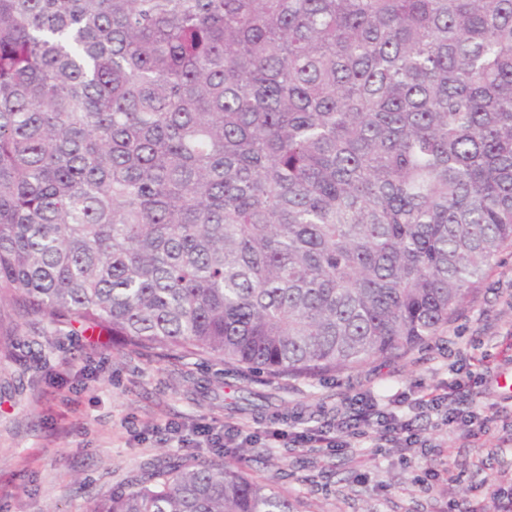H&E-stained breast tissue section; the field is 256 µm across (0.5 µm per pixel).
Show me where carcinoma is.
Here are the masks:
<instances>
[{"label": "carcinoma", "instance_id": "carcinoma-1", "mask_svg": "<svg viewBox=\"0 0 512 512\" xmlns=\"http://www.w3.org/2000/svg\"><path fill=\"white\" fill-rule=\"evenodd\" d=\"M512 247V0H0V311L312 382ZM91 512H297L230 461Z\"/></svg>", "mask_w": 512, "mask_h": 512}]
</instances>
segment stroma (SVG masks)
<instances>
[{
  "instance_id": "obj_1",
  "label": "stroma",
  "mask_w": 512,
  "mask_h": 512,
  "mask_svg": "<svg viewBox=\"0 0 512 512\" xmlns=\"http://www.w3.org/2000/svg\"><path fill=\"white\" fill-rule=\"evenodd\" d=\"M0 324V512H89L94 500L133 486L164 459L181 464L218 455L297 500L299 512H494L491 492L512 486V390L456 371L460 354L490 353L495 375L512 376V248L428 344L388 361L323 377L258 378L222 362L115 345L104 332L47 330L23 319L20 340L5 346ZM466 383L486 429L447 435L435 419H414L432 448H375L352 440L324 455L287 441L276 429L302 430L314 418L372 391L387 396L451 381ZM271 394L272 408L241 413L244 390ZM240 424L252 442L213 448L162 441L167 422ZM456 483H447V475Z\"/></svg>"
}]
</instances>
